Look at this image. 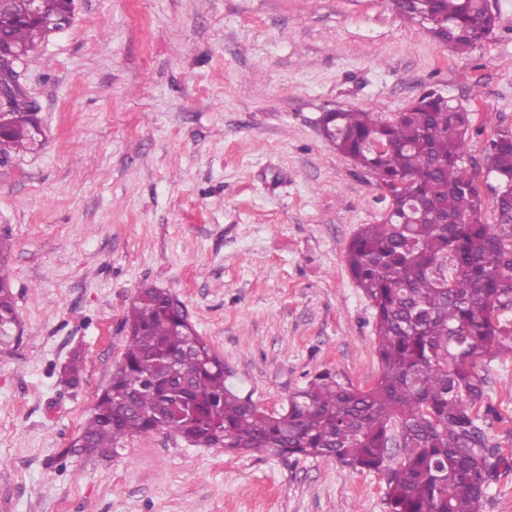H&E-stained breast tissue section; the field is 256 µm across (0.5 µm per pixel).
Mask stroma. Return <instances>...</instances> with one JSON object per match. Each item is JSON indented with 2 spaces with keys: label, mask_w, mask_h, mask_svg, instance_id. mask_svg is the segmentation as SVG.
<instances>
[{
  "label": "stroma",
  "mask_w": 512,
  "mask_h": 512,
  "mask_svg": "<svg viewBox=\"0 0 512 512\" xmlns=\"http://www.w3.org/2000/svg\"><path fill=\"white\" fill-rule=\"evenodd\" d=\"M457 53L392 0H75L22 67L47 134L0 163L19 326L0 340V512H388L383 474L227 454L161 430L72 451L126 341L139 288L168 290L240 395L279 412L318 371L379 374L373 309L345 248L383 211L373 175L319 119L382 117L437 91L483 151L512 130V0ZM80 351V386L59 371ZM490 444L512 457V354L483 359Z\"/></svg>",
  "instance_id": "obj_1"
}]
</instances>
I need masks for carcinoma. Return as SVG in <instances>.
<instances>
[{
    "label": "carcinoma",
    "mask_w": 512,
    "mask_h": 512,
    "mask_svg": "<svg viewBox=\"0 0 512 512\" xmlns=\"http://www.w3.org/2000/svg\"><path fill=\"white\" fill-rule=\"evenodd\" d=\"M430 37L464 53L494 30L487 0H393ZM11 0L0 51L23 61L48 36ZM46 19L70 17L74 0H42ZM327 139L354 164L377 172L389 211L363 224L346 264L375 315L379 375L356 388L324 370L267 414L227 385L224 361L196 333L166 290L138 291L121 361L72 447L102 454L122 439L169 425L185 441L224 452L334 459L382 472L389 512H482L501 467L512 462L482 427L485 358L512 353V132L491 138L498 221L482 220L476 166L466 163L472 120L430 93L392 118L365 110L324 113ZM35 113L16 106L0 126V161L42 145ZM384 150H375V144ZM18 325L10 281L0 272V335ZM81 379L80 353L59 372ZM398 441L403 459L389 465Z\"/></svg>",
    "instance_id": "carcinoma-1"
}]
</instances>
